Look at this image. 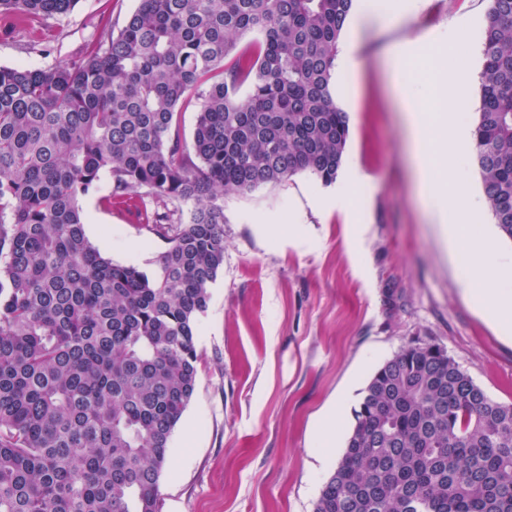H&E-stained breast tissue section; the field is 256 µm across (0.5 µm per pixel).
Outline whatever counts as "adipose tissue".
Returning a JSON list of instances; mask_svg holds the SVG:
<instances>
[{"label": "adipose tissue", "instance_id": "1", "mask_svg": "<svg viewBox=\"0 0 512 512\" xmlns=\"http://www.w3.org/2000/svg\"><path fill=\"white\" fill-rule=\"evenodd\" d=\"M385 58L398 76V104L405 120L420 207L446 223L454 259L464 272L467 295L504 334H511L512 289L495 278L502 266L497 251L470 233L479 202L458 173L467 135L460 116L470 107L473 79L467 73L442 71L429 86L414 88L399 77L409 65L405 50L389 46Z\"/></svg>", "mask_w": 512, "mask_h": 512}]
</instances>
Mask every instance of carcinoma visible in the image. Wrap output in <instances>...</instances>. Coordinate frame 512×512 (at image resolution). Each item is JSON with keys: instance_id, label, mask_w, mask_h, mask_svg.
Listing matches in <instances>:
<instances>
[{"instance_id": "cac0c4a2", "label": "carcinoma", "mask_w": 512, "mask_h": 512, "mask_svg": "<svg viewBox=\"0 0 512 512\" xmlns=\"http://www.w3.org/2000/svg\"><path fill=\"white\" fill-rule=\"evenodd\" d=\"M78 2L0 0V15ZM353 9L140 0L77 62L0 67V512H159L224 265V197L336 181L350 127L332 79ZM193 89L188 146L174 117ZM472 161L512 240V0H490L483 25ZM104 172L106 204L147 206L166 243L152 275L86 237L79 200ZM314 512H512V404L443 347L400 348L364 388Z\"/></svg>"}]
</instances>
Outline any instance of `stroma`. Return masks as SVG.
<instances>
[{
  "instance_id": "stroma-1",
  "label": "stroma",
  "mask_w": 512,
  "mask_h": 512,
  "mask_svg": "<svg viewBox=\"0 0 512 512\" xmlns=\"http://www.w3.org/2000/svg\"><path fill=\"white\" fill-rule=\"evenodd\" d=\"M139 0H79L63 16H0V66L82 58ZM489 0H425L355 34L358 76L334 73L350 134L341 173L370 176L353 203L299 174L224 199V265L197 320L199 377L160 477L159 512H313L362 392L399 348L443 347L490 397L512 403V338L465 295L438 225L417 205L383 50L482 27ZM111 178L80 200L100 253L146 273L164 242L135 208L106 207ZM335 428L330 446L320 430Z\"/></svg>"
}]
</instances>
